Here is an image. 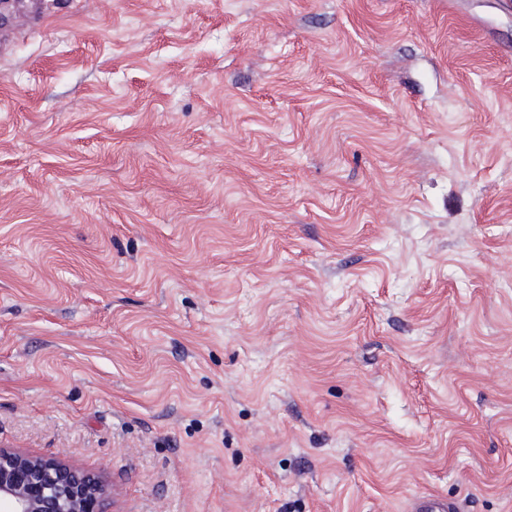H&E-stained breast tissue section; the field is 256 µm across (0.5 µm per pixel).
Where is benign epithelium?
I'll return each mask as SVG.
<instances>
[{
  "label": "benign epithelium",
  "instance_id": "7a95c632",
  "mask_svg": "<svg viewBox=\"0 0 512 512\" xmlns=\"http://www.w3.org/2000/svg\"><path fill=\"white\" fill-rule=\"evenodd\" d=\"M106 493L93 473L0 448V512H101Z\"/></svg>",
  "mask_w": 512,
  "mask_h": 512
}]
</instances>
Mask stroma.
Wrapping results in <instances>:
<instances>
[{
  "mask_svg": "<svg viewBox=\"0 0 512 512\" xmlns=\"http://www.w3.org/2000/svg\"><path fill=\"white\" fill-rule=\"evenodd\" d=\"M0 34V446L106 512H512V0H45Z\"/></svg>",
  "mask_w": 512,
  "mask_h": 512,
  "instance_id": "obj_1",
  "label": "stroma"
}]
</instances>
